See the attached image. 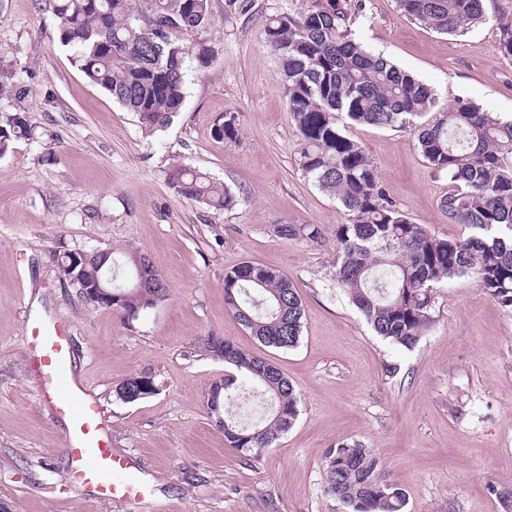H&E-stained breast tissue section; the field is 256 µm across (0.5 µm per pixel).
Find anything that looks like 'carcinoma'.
Segmentation results:
<instances>
[{
    "mask_svg": "<svg viewBox=\"0 0 512 512\" xmlns=\"http://www.w3.org/2000/svg\"><path fill=\"white\" fill-rule=\"evenodd\" d=\"M410 19L441 34L461 37L486 20L484 0H397ZM60 43L92 83L136 114L147 134L168 127L182 110L190 63L208 65L200 41L213 25L211 0H46ZM352 14L339 0H311L297 12L269 18L265 42L279 61L286 107L302 141L298 165L306 178L336 197L349 220L336 226L338 246L331 278L374 333L410 349L433 322L437 290L468 277L504 308L512 309V119H495L471 101L440 103L432 88L366 49L351 29ZM197 38V51L185 45ZM496 51L512 61V21L499 26ZM19 94L10 70L0 67V100ZM353 126L408 129L427 164L456 188L440 199L441 211L471 231L467 237H439L413 223L387 199L363 147L348 135ZM36 132L20 113H0V156L17 139ZM230 117L215 136L237 138ZM165 180L177 194L210 210H229L238 199L209 173L183 163L170 165ZM279 238L316 239L309 224H277ZM143 268L148 287L134 290L122 271ZM73 272L94 285L112 276V304L121 320L134 321L166 296V284L148 256L129 251L94 253ZM224 304L261 343L296 347L304 316L299 291L288 275L254 262L224 272ZM202 346L224 360L230 372L213 382L219 412L206 407L225 444L245 460L273 448L299 418L300 397L272 361L240 350L230 341L201 338ZM260 388L271 410L244 426L226 404L246 383ZM142 376L116 388L124 403L140 400ZM326 493L349 512H405L406 493L389 482L380 458L359 441H342L324 459Z\"/></svg>",
    "mask_w": 512,
    "mask_h": 512,
    "instance_id": "obj_1",
    "label": "carcinoma"
}]
</instances>
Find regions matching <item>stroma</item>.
Instances as JSON below:
<instances>
[{
	"label": "stroma",
	"mask_w": 512,
	"mask_h": 512,
	"mask_svg": "<svg viewBox=\"0 0 512 512\" xmlns=\"http://www.w3.org/2000/svg\"><path fill=\"white\" fill-rule=\"evenodd\" d=\"M361 4L351 28L367 48L492 117H512V61L495 49L512 0H485L487 20L451 38L412 21L396 0ZM306 0H212L202 36L206 68L192 70L171 125L145 135L136 116L91 83L59 41L44 0H0V65L20 93L0 102L35 126L0 157V504L8 512H346L325 492L324 456L357 440L402 488L407 512H504L489 485L512 488V310L468 278L441 288L434 321L414 349L375 336L331 281L343 206L304 177L300 136L277 60L264 39L269 16ZM236 116L238 137L214 129ZM381 188L434 235L465 237L439 201L450 187L413 134L355 126ZM181 161L228 185L242 201L209 210L171 190ZM278 224H312L321 236L283 239ZM148 255L167 297L132 322L82 300L57 257L90 249ZM245 261L281 270L303 302L297 347L260 344L224 304V272ZM73 337L71 372L150 487L139 500L99 499L73 485L70 423L41 398L23 339L33 298ZM221 336L275 361L301 397L278 447L246 461L224 442L204 406L223 360L198 344ZM150 374L155 394L115 396Z\"/></svg>",
	"instance_id": "35a3bbf8"
}]
</instances>
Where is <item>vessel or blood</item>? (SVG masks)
Here are the masks:
<instances>
[{"mask_svg": "<svg viewBox=\"0 0 512 512\" xmlns=\"http://www.w3.org/2000/svg\"><path fill=\"white\" fill-rule=\"evenodd\" d=\"M25 340L37 366L36 377L44 401L71 423L66 454L72 480L95 497L141 498L146 486L137 474L131 473L129 457L113 452L96 403L70 379L73 346L68 328L59 323L31 326ZM116 470L127 471L125 483L113 484L111 477Z\"/></svg>", "mask_w": 512, "mask_h": 512, "instance_id": "vessel-or-blood-1", "label": "vessel or blood"}]
</instances>
